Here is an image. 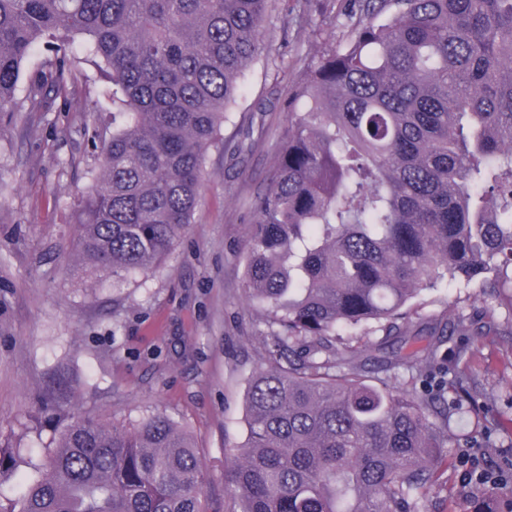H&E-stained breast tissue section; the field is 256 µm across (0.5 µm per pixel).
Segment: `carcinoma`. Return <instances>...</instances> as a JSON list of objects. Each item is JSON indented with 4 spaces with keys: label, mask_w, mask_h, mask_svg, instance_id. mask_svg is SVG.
<instances>
[{
    "label": "carcinoma",
    "mask_w": 512,
    "mask_h": 512,
    "mask_svg": "<svg viewBox=\"0 0 512 512\" xmlns=\"http://www.w3.org/2000/svg\"><path fill=\"white\" fill-rule=\"evenodd\" d=\"M276 2L0 0V112L50 111L79 38L112 84V137L76 205L85 268L148 275L174 249ZM357 2L346 45L289 88L250 202L244 292L271 343L225 474L239 512H421L457 419L488 429L477 382L437 367L414 323L442 282L512 312V0ZM44 39L55 56L19 98ZM369 324L394 336L375 349L412 389L371 376L368 348L338 346ZM447 333L511 336L512 324L448 318ZM70 418L21 507L0 512H206L195 447L169 418ZM54 56V49L51 43H48V40L41 41L35 51L31 54L28 60L25 62L23 71L21 74L20 81L18 83V95L19 97L23 94V89L26 86V83L30 77V75L40 67L42 62L46 59Z\"/></svg>",
    "instance_id": "obj_1"
}]
</instances>
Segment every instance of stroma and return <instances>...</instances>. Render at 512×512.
I'll use <instances>...</instances> for the list:
<instances>
[{"label":"stroma","instance_id":"35a3bbf8","mask_svg":"<svg viewBox=\"0 0 512 512\" xmlns=\"http://www.w3.org/2000/svg\"><path fill=\"white\" fill-rule=\"evenodd\" d=\"M300 14L279 0L263 24L260 54L240 82L225 145L252 131L258 146L239 157L211 153L192 224L149 276L113 281L75 256V205L98 163L93 136L112 115L92 112L105 82L91 62L77 65L49 112H0V443L20 448L14 471L0 475V500L14 502L68 423L69 408L109 423L161 414L188 432L203 473L208 512H232L224 469L246 437L245 397L263 365L270 329L243 290L249 201L266 184L287 124L288 87L326 45L349 31L329 0ZM423 322L446 310L479 317L473 289L444 284L426 292ZM448 363L478 377L501 419L479 437L512 465V338L465 342L451 336ZM461 451L448 450L441 486L422 512H471Z\"/></svg>","mask_w":512,"mask_h":512}]
</instances>
